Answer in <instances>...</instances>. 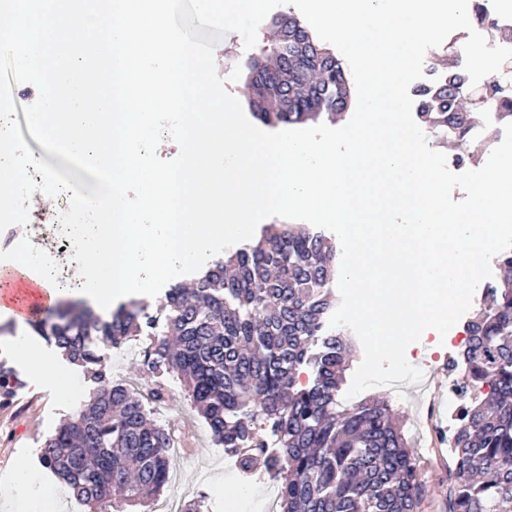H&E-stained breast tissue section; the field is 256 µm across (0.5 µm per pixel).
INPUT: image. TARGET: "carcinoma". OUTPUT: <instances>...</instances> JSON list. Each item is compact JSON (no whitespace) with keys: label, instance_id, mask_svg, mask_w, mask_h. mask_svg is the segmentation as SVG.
Segmentation results:
<instances>
[{"label":"carcinoma","instance_id":"obj_1","mask_svg":"<svg viewBox=\"0 0 512 512\" xmlns=\"http://www.w3.org/2000/svg\"><path fill=\"white\" fill-rule=\"evenodd\" d=\"M463 46L433 52L440 79L415 90L416 117L454 160L469 163L474 129L485 115L512 121V76L482 84L471 103ZM263 69L242 90L252 114L272 126L344 120L352 102L348 68L293 13L265 26ZM500 281L488 287L466 325L461 393L486 383L490 391L463 404L454 434L457 482L449 512H512V249L496 258ZM336 242L304 224H269L250 247L209 264L190 285L170 288L165 324L153 330V362L176 370L212 435L241 449L248 468L265 455L254 422L274 420L281 452L267 458L279 481L280 512H416L420 483L415 460L386 404L364 401L336 409V395L353 348L327 330L336 307ZM143 308L131 302L108 317L58 307L34 328L55 340L97 384L94 397L45 442L42 465L91 506L114 489L127 506L168 483L170 432L148 420L141 394L112 380L96 337L119 346L142 334ZM320 349L311 351V345ZM314 378L297 387V369Z\"/></svg>","mask_w":512,"mask_h":512}]
</instances>
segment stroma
I'll list each match as a JSON object with an SVG mask.
<instances>
[{"label": "stroma", "mask_w": 512, "mask_h": 512, "mask_svg": "<svg viewBox=\"0 0 512 512\" xmlns=\"http://www.w3.org/2000/svg\"><path fill=\"white\" fill-rule=\"evenodd\" d=\"M464 327V322H457L449 331V340L432 335L420 339L411 349L413 365L422 369L430 381L427 392L410 385L399 397L385 386L363 393L364 398L389 406L408 442L419 472L417 512H448V490L455 481V450L448 440V382L461 376L457 361L464 347ZM150 342L149 336H138L109 350L112 378L141 391L158 386L169 396L166 410H156L151 401L146 408L155 422L180 434L191 454L170 455L172 482L163 489V496L178 489L189 490L205 499L210 512H222L225 501L243 499L244 490L238 484L243 472L225 467L224 446L186 400L181 376L163 366L153 367L147 355ZM29 343L45 368L70 374L73 389L68 396H61L52 379L34 375L26 363L0 343V363L12 368L20 381L9 403H0V483L10 479L15 463L22 460L36 475L38 489L57 492L62 512H90L67 486L42 467L40 455L45 440L88 403L95 385L84 367L67 358L54 342L34 332Z\"/></svg>", "instance_id": "1"}]
</instances>
